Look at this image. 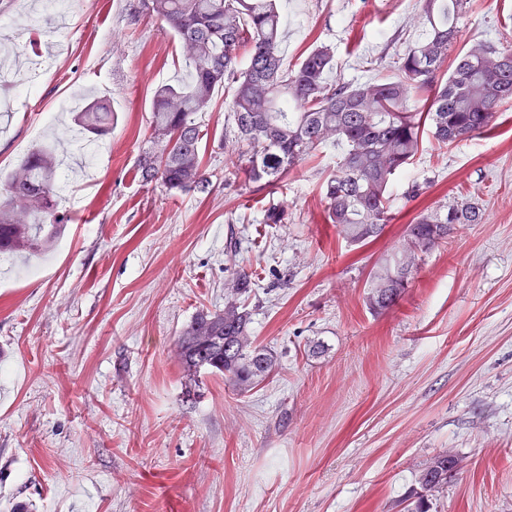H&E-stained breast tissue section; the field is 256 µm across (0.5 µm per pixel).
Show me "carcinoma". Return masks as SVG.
Masks as SVG:
<instances>
[{"label": "carcinoma", "instance_id": "1", "mask_svg": "<svg viewBox=\"0 0 512 512\" xmlns=\"http://www.w3.org/2000/svg\"><path fill=\"white\" fill-rule=\"evenodd\" d=\"M470 0H422V37L397 55L394 76L361 83H331L334 54L312 49L295 68H283L278 0H141L146 15L177 36L190 69L188 82L157 87L150 125L153 144L139 159V175L170 194L209 188L201 167L199 114L215 92L227 91L240 156L250 183H274L318 147L339 151L337 172L323 186L327 219L352 243L379 237L390 221L389 190L418 154L424 129L440 146L464 141L494 125L512 100V47L480 44L456 57L437 79L461 37L458 20ZM433 94L418 106L415 94ZM75 124L91 145L112 127L110 105L94 97L75 109ZM53 150L24 156L0 189V254L40 255L60 235ZM484 212L462 197L446 212L421 213L406 225L402 257L374 272L367 303L374 311L394 304L413 275L415 256L448 240L464 224H481ZM251 277L237 273L224 309L198 310L180 331L177 348L188 371L202 369L248 392L276 368L274 355L254 345L245 296ZM450 452L419 471L414 512H429L436 493L461 471Z\"/></svg>", "mask_w": 512, "mask_h": 512}]
</instances>
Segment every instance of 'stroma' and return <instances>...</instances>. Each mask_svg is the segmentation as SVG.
Segmentation results:
<instances>
[{"label": "stroma", "mask_w": 512, "mask_h": 512, "mask_svg": "<svg viewBox=\"0 0 512 512\" xmlns=\"http://www.w3.org/2000/svg\"><path fill=\"white\" fill-rule=\"evenodd\" d=\"M279 5L285 66L328 46L339 82L391 76L420 33L419 0ZM459 26L461 50L512 44V0H471ZM3 57L0 175L34 148L66 152L67 225L41 257L0 256V512H406L448 451L463 468L431 512H512V106L460 143L424 137L390 224L353 244L325 210L335 147L246 184L221 92L200 118L211 191L143 185L153 92L187 68L140 0H0ZM85 93L115 119L79 150L68 103ZM462 196L484 223L418 255L394 305L370 310L406 225ZM274 206L285 223H265ZM243 268L251 334L277 366L241 394L189 379L176 341Z\"/></svg>", "instance_id": "obj_1"}]
</instances>
